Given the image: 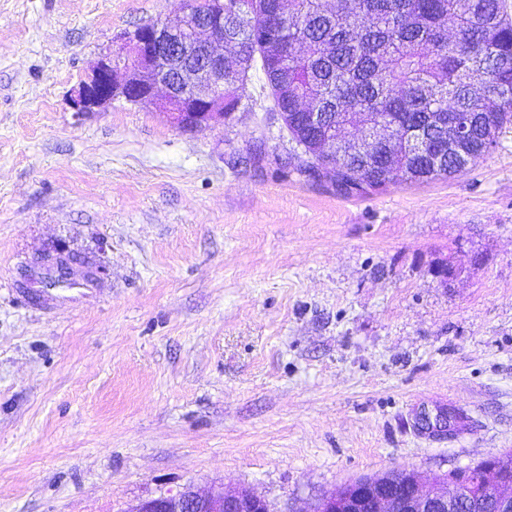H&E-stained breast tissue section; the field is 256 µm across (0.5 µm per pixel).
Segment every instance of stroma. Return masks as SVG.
<instances>
[{
  "instance_id": "obj_1",
  "label": "stroma",
  "mask_w": 512,
  "mask_h": 512,
  "mask_svg": "<svg viewBox=\"0 0 512 512\" xmlns=\"http://www.w3.org/2000/svg\"><path fill=\"white\" fill-rule=\"evenodd\" d=\"M177 0H0V512L190 486L303 512L512 449V126L448 180L356 196L252 105L193 132L71 94ZM64 249L97 283L20 293ZM457 270L443 281V265ZM463 415L453 435L421 415Z\"/></svg>"
}]
</instances>
